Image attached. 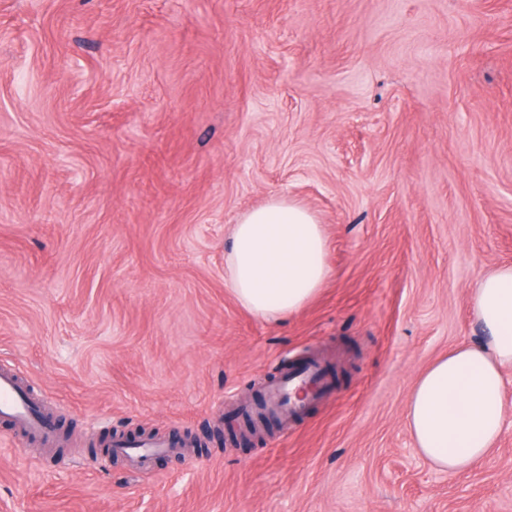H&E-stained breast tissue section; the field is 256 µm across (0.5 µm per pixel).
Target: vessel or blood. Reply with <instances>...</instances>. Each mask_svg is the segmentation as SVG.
<instances>
[{
  "label": "vessel or blood",
  "instance_id": "b4317fda",
  "mask_svg": "<svg viewBox=\"0 0 512 512\" xmlns=\"http://www.w3.org/2000/svg\"><path fill=\"white\" fill-rule=\"evenodd\" d=\"M21 373L9 365H0V419L12 423L26 436L43 444H52L56 432L52 420L41 410L39 402L21 385ZM315 384L319 393H327L329 380L320 363L286 371L265 389L267 411L277 412L284 406L285 395L303 384ZM113 449L125 455L137 470L148 468L153 456L169 449L167 440L158 435L132 436L114 440Z\"/></svg>",
  "mask_w": 512,
  "mask_h": 512
}]
</instances>
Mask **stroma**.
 Returning <instances> with one entry per match:
<instances>
[{
	"label": "stroma",
	"mask_w": 512,
	"mask_h": 512,
	"mask_svg": "<svg viewBox=\"0 0 512 512\" xmlns=\"http://www.w3.org/2000/svg\"><path fill=\"white\" fill-rule=\"evenodd\" d=\"M280 196L330 278L267 322L224 252ZM505 263L512 0H0V361L67 437L0 420V512H512V371L467 471L406 421ZM307 359L324 399L226 418ZM140 431L190 444L92 453Z\"/></svg>",
	"instance_id": "obj_1"
}]
</instances>
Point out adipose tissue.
<instances>
[{"instance_id":"obj_1","label":"adipose tissue","mask_w":512,"mask_h":512,"mask_svg":"<svg viewBox=\"0 0 512 512\" xmlns=\"http://www.w3.org/2000/svg\"><path fill=\"white\" fill-rule=\"evenodd\" d=\"M327 238L307 208L274 197L244 212L224 255L225 283L256 318L303 309L327 281ZM483 336L436 359L416 380L407 424L419 453L463 472L493 449L504 425L505 372L512 368V265L488 272L472 293Z\"/></svg>"}]
</instances>
